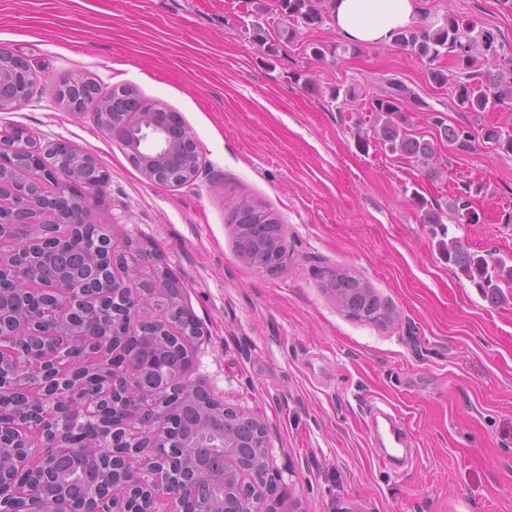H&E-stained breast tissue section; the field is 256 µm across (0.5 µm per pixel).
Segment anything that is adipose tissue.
I'll return each instance as SVG.
<instances>
[{"instance_id":"obj_1","label":"adipose tissue","mask_w":512,"mask_h":512,"mask_svg":"<svg viewBox=\"0 0 512 512\" xmlns=\"http://www.w3.org/2000/svg\"><path fill=\"white\" fill-rule=\"evenodd\" d=\"M332 25L358 45H385L395 30L418 24L416 0H333Z\"/></svg>"}]
</instances>
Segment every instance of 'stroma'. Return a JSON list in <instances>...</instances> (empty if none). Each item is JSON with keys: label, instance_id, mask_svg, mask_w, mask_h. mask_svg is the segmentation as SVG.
<instances>
[{"label": "stroma", "instance_id": "obj_1", "mask_svg": "<svg viewBox=\"0 0 512 512\" xmlns=\"http://www.w3.org/2000/svg\"><path fill=\"white\" fill-rule=\"evenodd\" d=\"M418 2L425 23L470 18L512 46V11L499 0ZM1 47L40 80L24 105L0 112V128L70 144L105 171L97 197L115 249L153 241L200 323L194 377L265 422L277 512H512V300L490 304L448 265L412 196L421 183L443 202L480 180L485 221L452 234L510 259L512 156L479 139L454 150L415 112V132L448 157V178L431 183L412 160L360 150L324 94L340 84L372 97L388 74L448 125L475 126L473 113L449 109L453 85L434 84L395 45L352 50L330 22L295 24L273 0H0ZM77 75L178 112L199 145L198 176L146 182L94 112L73 116L57 98L54 83ZM244 197L282 223L277 274L233 250L228 217ZM337 267L367 282L394 321L343 312L327 286ZM374 407L406 432L399 470L379 463Z\"/></svg>", "mask_w": 512, "mask_h": 512}]
</instances>
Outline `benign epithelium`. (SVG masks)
Masks as SVG:
<instances>
[{
  "mask_svg": "<svg viewBox=\"0 0 512 512\" xmlns=\"http://www.w3.org/2000/svg\"><path fill=\"white\" fill-rule=\"evenodd\" d=\"M37 75L24 58L0 50V109L16 108L26 100L27 88ZM139 128L134 137L121 140L127 155L135 153V135L149 134L152 159L139 167L150 183H158L155 164L179 142L177 124L167 128L149 124L151 104L140 103ZM26 146L19 129L0 130V194L16 197L17 209L0 210V238L13 235V225H33V235L12 251H0V300L4 284L18 280L25 269L37 266L53 248L57 236L51 206L36 197L29 198L14 181L15 154ZM67 190L81 184L76 169L52 170ZM77 210L95 213V223L110 224L112 218L97 209L88 187H83ZM100 241H89L92 273L83 284L59 279L46 285L43 300L65 315L54 324L28 319L25 342L51 357L66 354L67 343L83 340L93 346L112 347L116 362L94 379L78 368L71 382L76 404L61 418L58 431L41 442L28 440L23 428L7 421L0 412V512H157L166 502L194 501L197 512H274L267 503L271 458L268 430L260 419L224 405L201 379L190 380L188 370L166 375L153 390L139 385L140 376L151 369L148 361L127 352L126 337L146 336L163 347L175 338L191 350L200 330L183 331L177 319L182 305L175 302L164 317L146 312L151 293L168 291L163 281L148 288L138 280L144 263H158L156 251L110 277L99 270ZM64 383L46 373L33 379L19 369L12 356L0 357V402L22 393L40 400L46 415L56 413L57 392ZM208 394L202 403L200 426L226 448L224 469L201 471L195 462L199 445L190 439L172 444L170 414L199 394ZM112 449V465L101 468L98 477L85 481L81 471L58 470L61 457L98 459Z\"/></svg>",
  "mask_w": 512,
  "mask_h": 512,
  "instance_id": "1",
  "label": "benign epithelium"
}]
</instances>
